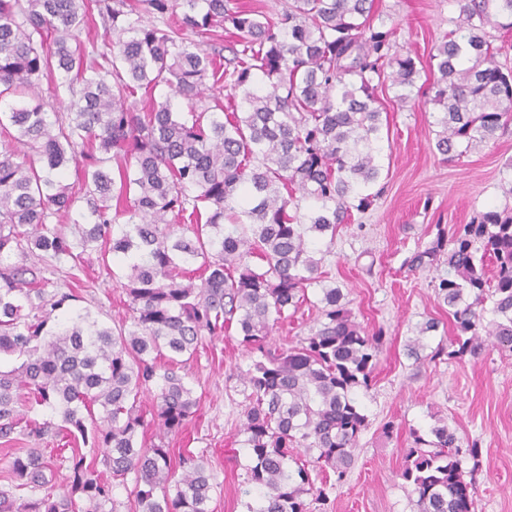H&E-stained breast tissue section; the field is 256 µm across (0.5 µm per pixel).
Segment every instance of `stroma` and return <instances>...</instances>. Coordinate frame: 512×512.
Wrapping results in <instances>:
<instances>
[{
	"label": "stroma",
	"instance_id": "stroma-1",
	"mask_svg": "<svg viewBox=\"0 0 512 512\" xmlns=\"http://www.w3.org/2000/svg\"><path fill=\"white\" fill-rule=\"evenodd\" d=\"M375 7L397 30L395 50L428 60L455 27L452 0H376ZM425 88L414 107L398 108L389 86L377 97L388 117L389 147L382 159L377 196L364 212H352L324 254V281L341 288L354 322L364 331H383L369 388L357 399L368 427L359 437L355 463L345 482L326 486L327 500L315 512H417L416 496L400 477L414 435L429 436L448 425L458 437L481 442L479 460L463 459L475 481L472 512H512V352L483 344L474 355L454 357L456 329L434 293L439 270L411 271L405 259L427 246L437 226L468 224L493 208L512 207L500 189L501 170L512 161V129L458 161H445L435 147V107ZM120 261L104 263L99 253L82 271L49 268L47 278L75 284L74 309L90 310L103 322L125 316ZM317 287L294 318L278 325L272 344L299 345L315 326ZM436 320L430 345H442L435 359L410 356L408 344L419 326ZM250 355L236 331L204 342L185 371L193 383L197 411L185 430L168 438L172 465L204 453L215 477L211 512H247L252 502L249 458L240 446L244 422L242 375ZM392 432H385V423Z\"/></svg>",
	"mask_w": 512,
	"mask_h": 512
}]
</instances>
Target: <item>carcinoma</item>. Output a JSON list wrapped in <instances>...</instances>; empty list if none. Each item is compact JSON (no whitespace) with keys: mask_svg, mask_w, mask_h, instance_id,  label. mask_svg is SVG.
I'll list each match as a JSON object with an SVG mask.
<instances>
[{"mask_svg":"<svg viewBox=\"0 0 512 512\" xmlns=\"http://www.w3.org/2000/svg\"><path fill=\"white\" fill-rule=\"evenodd\" d=\"M456 28L430 56L435 147L458 160L512 125V69L491 32H512V0H453ZM229 0H0V440L42 441L61 432L103 450L112 477H133L135 512H210L213 476L201 457L171 470L164 442L145 447L151 425L179 434L197 400L181 372L206 339L234 329L250 354L243 375V447L254 503L248 512H308V463L345 480L367 415L384 336L351 320L341 289H321V315L300 345L266 349L322 282L312 243L334 240L352 210L372 204L382 173L387 77L405 107L424 67L392 51L393 28L375 0H289L272 19ZM101 43L81 32L92 10ZM181 10L179 26L145 21ZM240 38L232 57L213 29ZM49 97L68 95L49 115ZM166 89L137 106L138 92ZM234 108L224 111L223 91ZM187 105L179 112L175 103ZM82 169L85 208L74 209L71 165ZM118 172L119 179L113 178ZM126 262L129 316L113 325L75 311L76 295L43 276L48 261L82 266L84 255ZM412 271L446 266L435 293L451 311L462 358L483 338L512 351V208L440 229L405 260ZM430 319L410 349L429 346ZM153 391L151 418L140 398ZM44 409L59 423L39 420ZM414 435L401 478L418 512H471L475 483L446 425ZM16 448L0 477V512H116L113 485L79 448Z\"/></svg>","mask_w":512,"mask_h":512,"instance_id":"cac0c4a2","label":"carcinoma"}]
</instances>
